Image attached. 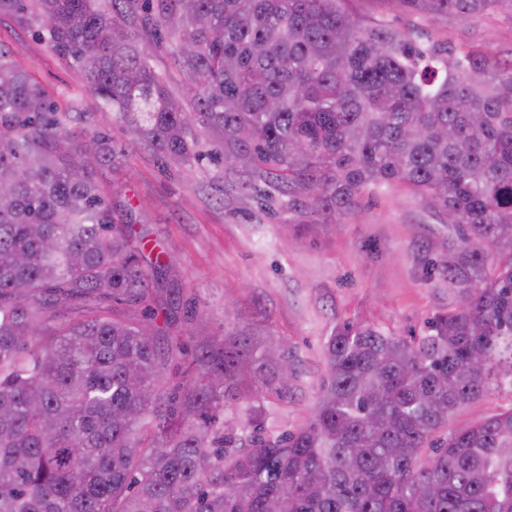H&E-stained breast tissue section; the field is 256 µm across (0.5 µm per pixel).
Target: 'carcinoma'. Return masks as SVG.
<instances>
[{"label":"carcinoma","instance_id":"obj_1","mask_svg":"<svg viewBox=\"0 0 512 512\" xmlns=\"http://www.w3.org/2000/svg\"><path fill=\"white\" fill-rule=\"evenodd\" d=\"M346 2L0 0L163 163L229 157L325 224L405 185L451 221L439 273L458 297L409 341L337 326L308 422L269 434L255 411L237 446L224 408L286 393L283 350L246 330L163 345L168 262L97 179L126 146L69 127L0 43V512H512V407L438 437L512 392V62ZM388 2L512 16V0ZM166 39L191 112L150 65ZM512 406V395L509 391L493 392L477 400L459 407L450 421L444 435L470 426L491 414L505 411Z\"/></svg>","mask_w":512,"mask_h":512}]
</instances>
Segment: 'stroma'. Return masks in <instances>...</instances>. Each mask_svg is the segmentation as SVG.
<instances>
[{
  "mask_svg": "<svg viewBox=\"0 0 512 512\" xmlns=\"http://www.w3.org/2000/svg\"><path fill=\"white\" fill-rule=\"evenodd\" d=\"M347 7L369 22L388 20L420 35L426 29L390 0H349ZM436 37L483 45L499 61L512 60L508 16L448 20ZM0 43L16 48L17 64L53 94L61 111L87 114V132L124 141L111 110L32 31L2 18ZM98 178L171 259L176 275L163 288L175 330L220 336L249 327L287 343L296 368L288 396L262 388L252 400L227 407L224 420L239 436H248L255 407L271 433L307 421L325 374L323 346L335 327L348 322L418 336L455 299L427 266L444 259L448 227L403 185L367 189L359 216L324 229L318 216L289 207L281 193L260 205L243 174L204 162L166 171L140 145H131L124 167L104 169ZM510 408L512 392L496 391L459 407L448 428L460 430Z\"/></svg>",
  "mask_w": 512,
  "mask_h": 512,
  "instance_id": "35a3bbf8",
  "label": "stroma"
}]
</instances>
